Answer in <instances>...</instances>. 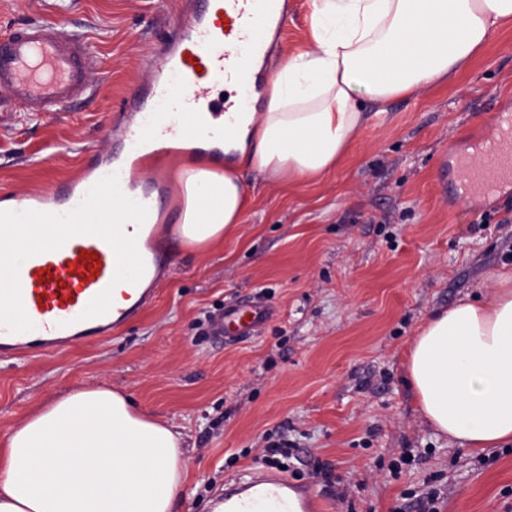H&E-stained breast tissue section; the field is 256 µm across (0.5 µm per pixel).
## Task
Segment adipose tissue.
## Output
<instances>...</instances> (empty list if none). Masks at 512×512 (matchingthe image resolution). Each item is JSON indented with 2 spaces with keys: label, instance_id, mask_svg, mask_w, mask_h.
<instances>
[{
  "label": "adipose tissue",
  "instance_id": "ef3b65f1",
  "mask_svg": "<svg viewBox=\"0 0 512 512\" xmlns=\"http://www.w3.org/2000/svg\"><path fill=\"white\" fill-rule=\"evenodd\" d=\"M509 22L512 0H309V47L276 71L267 111L227 130L224 149L277 181L316 180L347 155L362 100L448 83ZM178 179L187 246L224 239L251 206L235 169ZM406 368L437 432L475 450L512 440V270L485 299L432 315ZM185 479L182 434L107 386L72 389L0 439V512H174Z\"/></svg>",
  "mask_w": 512,
  "mask_h": 512
}]
</instances>
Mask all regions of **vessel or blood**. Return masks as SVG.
Returning a JSON list of instances; mask_svg holds the SVG:
<instances>
[{
    "label": "vessel or blood",
    "instance_id": "vessel-or-blood-1",
    "mask_svg": "<svg viewBox=\"0 0 512 512\" xmlns=\"http://www.w3.org/2000/svg\"><path fill=\"white\" fill-rule=\"evenodd\" d=\"M287 22L283 0H195L192 15L178 21L164 51L153 58L136 95L123 98L126 123L104 150L92 149L80 172L35 192L16 195L15 211L66 213L77 207L101 178L117 174L122 192L145 205L150 215L138 229L145 262L140 283L124 284L121 304L99 317L82 319L89 302L112 281L116 257L108 243L92 235L70 238L60 249L27 259L19 281L32 331L13 333L0 326V359L33 348L53 349L99 339L138 316L153 299L162 258L156 248V212L165 189L136 185L128 163L139 159L153 140L217 143L221 136L210 117L214 87L234 85L236 99L225 100L229 126L259 111L269 89L261 65L270 35ZM91 59L84 33L36 18L0 33V126L18 112H51L92 92ZM447 158L463 179L452 185L458 199L512 184V111L493 115L487 133L478 135L468 154L449 150ZM274 312L266 303L230 306L214 314L210 332L217 340H242L267 325ZM311 487L288 481L279 471L263 470L224 495L225 512H318Z\"/></svg>",
    "mask_w": 512,
    "mask_h": 512
}]
</instances>
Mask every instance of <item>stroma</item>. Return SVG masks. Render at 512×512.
I'll list each match as a JSON object with an SVG mask.
<instances>
[{"label":"stroma","mask_w":512,"mask_h":512,"mask_svg":"<svg viewBox=\"0 0 512 512\" xmlns=\"http://www.w3.org/2000/svg\"><path fill=\"white\" fill-rule=\"evenodd\" d=\"M291 12L275 64L309 41L308 0ZM178 0H71L62 22L86 32L94 96L0 127V200L75 175L83 150L111 142L119 103L176 18ZM512 103V25L448 84L367 110L349 154L311 182L237 173L253 204L236 233L173 247L143 314L99 341L0 361V438L40 404L77 387L129 393L183 435L187 477L176 512H211L215 489L264 468L279 436L296 443L289 480L333 512H512V443L474 451L438 435L405 382L407 348L432 312L492 291L512 267V185L461 202L441 197L449 147ZM189 148L140 158L184 206ZM489 222H481L482 214ZM272 321L244 342L212 338L202 319L249 298Z\"/></svg>","instance_id":"35a3bbf8"}]
</instances>
